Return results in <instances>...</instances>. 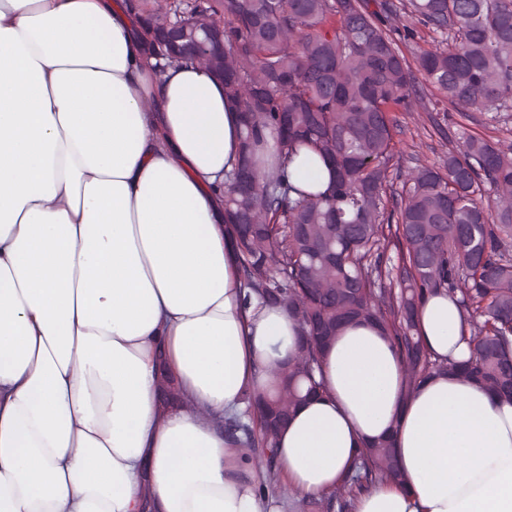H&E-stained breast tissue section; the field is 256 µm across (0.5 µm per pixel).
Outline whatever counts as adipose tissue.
Instances as JSON below:
<instances>
[{"instance_id":"obj_1","label":"adipose tissue","mask_w":512,"mask_h":512,"mask_svg":"<svg viewBox=\"0 0 512 512\" xmlns=\"http://www.w3.org/2000/svg\"><path fill=\"white\" fill-rule=\"evenodd\" d=\"M133 27L119 0H0V512H284L224 435L300 336L287 308L243 303L224 222L241 115L209 70L157 67ZM285 174L334 181L308 149ZM415 323L434 357L468 358L447 293ZM319 377L274 442L298 495L388 438L402 481L353 512H512L511 399L455 373L406 390L363 321Z\"/></svg>"}]
</instances>
